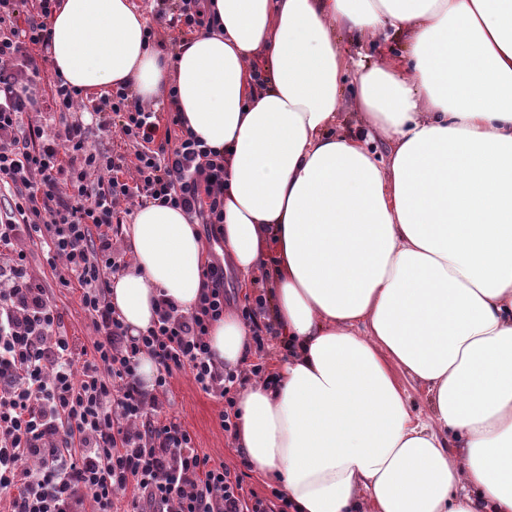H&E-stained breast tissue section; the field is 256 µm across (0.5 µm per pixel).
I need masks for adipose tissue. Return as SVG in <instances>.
Instances as JSON below:
<instances>
[{"mask_svg":"<svg viewBox=\"0 0 512 512\" xmlns=\"http://www.w3.org/2000/svg\"><path fill=\"white\" fill-rule=\"evenodd\" d=\"M60 3L50 63L69 86L173 96L224 156V251L288 348L240 391L251 468L291 512H512V0H206L212 27L171 58L133 0ZM394 34L408 60L358 69L342 44ZM125 235L109 299L129 334L160 298L194 310L197 225L148 202ZM251 340L231 313L209 327L227 369Z\"/></svg>","mask_w":512,"mask_h":512,"instance_id":"adipose-tissue-1","label":"adipose tissue"}]
</instances>
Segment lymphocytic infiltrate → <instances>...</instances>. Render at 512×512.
<instances>
[{
	"label": "lymphocytic infiltrate",
	"mask_w": 512,
	"mask_h": 512,
	"mask_svg": "<svg viewBox=\"0 0 512 512\" xmlns=\"http://www.w3.org/2000/svg\"><path fill=\"white\" fill-rule=\"evenodd\" d=\"M55 0H0V493L6 512H112L116 492L132 490L131 512H290L279 489L262 496L244 474L194 446L167 416L163 398L174 372L187 371L222 399L220 426L232 433L234 394L266 368L218 367L207 342L224 315V264L204 266L207 291L185 313L160 299L158 319L129 335L109 300L110 276L126 265L116 243L121 205L142 198L183 211L220 239L224 158L185 132H161L157 112L125 87L91 119L78 116V92L55 79L47 100L24 91L40 74ZM157 26L203 25L200 0H155ZM59 118L45 129L43 109ZM117 126L130 155L92 149L94 135ZM39 242L61 287L74 288L96 332L91 349L60 333L61 313L31 269L22 240ZM158 364L152 390L137 376L138 357Z\"/></svg>",
	"instance_id": "1"
}]
</instances>
